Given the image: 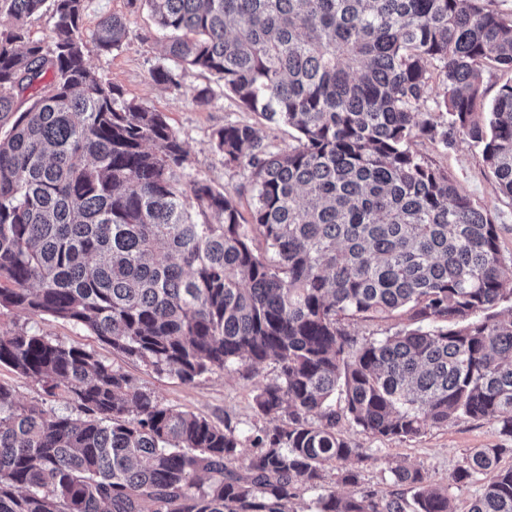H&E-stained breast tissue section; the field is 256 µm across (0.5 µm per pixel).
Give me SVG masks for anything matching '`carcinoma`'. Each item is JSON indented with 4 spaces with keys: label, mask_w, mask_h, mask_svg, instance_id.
<instances>
[{
    "label": "carcinoma",
    "mask_w": 512,
    "mask_h": 512,
    "mask_svg": "<svg viewBox=\"0 0 512 512\" xmlns=\"http://www.w3.org/2000/svg\"><path fill=\"white\" fill-rule=\"evenodd\" d=\"M45 2L0 13L21 21ZM51 2L48 38L0 29V309L73 322L185 383L272 363L255 404L275 424L243 439L79 346L1 334L0 365L76 413L0 383V512H295L298 485L320 487L330 465L351 490L315 512H451L448 488L411 466L389 469L386 494L359 490L370 456L339 425L401 440L466 416L512 437L496 225L409 146L469 138L512 198V83L487 108L481 93L483 62L512 71V15L484 0H138L175 63L156 84L199 69L297 132L271 154L253 125L216 131L224 165L249 171L248 222L230 192L185 181L163 113L88 66L85 0ZM126 35L112 15L93 38L111 51ZM434 68L441 123L420 111ZM397 311L414 327L358 343L342 326ZM502 452L477 448L456 470L481 483L469 512H512ZM0 383L11 386L21 403L43 405L46 409H52L58 414L69 413L74 408L73 404L66 399L47 396L41 383L17 375L5 366H0Z\"/></svg>",
    "instance_id": "cac0c4a2"
}]
</instances>
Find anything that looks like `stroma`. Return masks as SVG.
<instances>
[{
    "mask_svg": "<svg viewBox=\"0 0 512 512\" xmlns=\"http://www.w3.org/2000/svg\"><path fill=\"white\" fill-rule=\"evenodd\" d=\"M112 14L124 18L127 38L120 49L105 52L96 47L93 34L100 19ZM80 33L88 64L96 73L120 86L126 98L165 113L188 152L187 179L209 180L232 193L240 211L249 213L251 194L244 188L246 172L225 166L224 157L215 146L214 132L230 122H248L259 128L265 141L277 151L295 145L294 131L267 124L258 114L239 107L216 86L212 76L200 70L183 71L179 87L157 85L152 74L164 63L160 54L162 34L148 11L133 5L131 0H85ZM207 86L211 87L212 95L203 104L197 94ZM411 149L447 171L472 204L491 216L497 227L501 255L512 268V198L501 193L482 159L480 147L458 134L446 144L420 135L413 139ZM21 328L80 346L105 362L120 365L141 390L154 395L164 406L203 415L243 436L269 423L268 418L258 413L254 396L260 383L275 376L274 365L249 371L238 364L187 384L173 375L120 357L82 327L50 316H28L0 309V335ZM0 383L11 386L22 403L39 404L59 414L73 409L66 399L47 396L41 383L4 366H0ZM341 432L369 456L363 466V489L390 491L388 468L393 462H403L420 468L430 482L447 487L453 512H468L478 492L477 485L454 481L456 469L471 450L503 449L501 467L512 466V438L502 436L498 425L486 419L461 417L405 440L381 439L346 424Z\"/></svg>",
    "mask_w": 512,
    "mask_h": 512,
    "instance_id": "stroma-1",
    "label": "stroma"
}]
</instances>
